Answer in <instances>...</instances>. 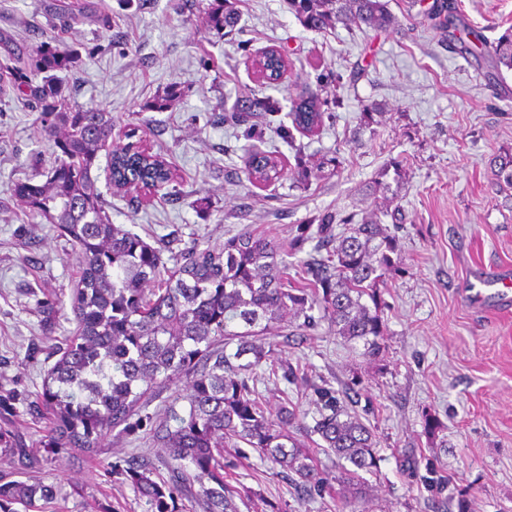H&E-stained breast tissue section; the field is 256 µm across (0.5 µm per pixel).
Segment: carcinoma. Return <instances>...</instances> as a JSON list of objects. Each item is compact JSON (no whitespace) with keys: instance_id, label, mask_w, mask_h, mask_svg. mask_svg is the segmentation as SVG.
I'll list each match as a JSON object with an SVG mask.
<instances>
[{"instance_id":"obj_1","label":"carcinoma","mask_w":512,"mask_h":512,"mask_svg":"<svg viewBox=\"0 0 512 512\" xmlns=\"http://www.w3.org/2000/svg\"><path fill=\"white\" fill-rule=\"evenodd\" d=\"M209 11L210 26L232 29L237 20L225 6ZM288 9L307 28L327 29L338 23L388 29L395 17L388 0H288ZM419 24L450 33L469 51L488 55L496 66L512 70V31L495 42L457 18L450 0H439ZM38 69L46 72L70 65L73 55L47 43L35 49ZM260 85L278 83L288 59L271 47L253 60ZM17 87L41 106L47 136L58 149L55 167L43 183L22 182L12 189L34 217L57 226L72 241L82 272L71 302L76 335L45 379L40 399L50 427L46 446L87 452L111 429L126 423L140 401L184 375L190 379L189 408L172 416L160 434L167 457L181 479L202 482V512H239L241 492L227 479L223 448L245 444L293 475L294 485L308 496H322L329 478L318 471L317 458L294 436H319L325 454L336 457V483L343 507L357 512L363 474L377 468L375 429L346 405L347 395L326 381L288 369V381L301 380L311 390L317 411L313 425L300 422L284 404L267 410L246 374L264 365L275 369L276 349L263 332L289 312L303 317L299 327L313 331L326 320L348 342L360 343L367 356L385 346L387 327L377 286L394 267L395 237L381 224L364 220L346 225L336 247L324 259L304 262L306 287H288L285 260L278 246L254 233L231 237L222 249H195L184 256L177 275L164 277L161 250L112 224L92 176L101 150L112 148V116L95 108L74 110L63 89L50 78L36 83L20 66L13 68ZM325 103L308 92L294 101L295 128L313 132L325 114ZM270 95L236 101L237 119L251 112H278ZM145 153L141 141L129 142L110 155L114 182L138 190L149 183H173L163 167ZM500 188L512 189V155L495 163ZM285 161L254 152L246 175L253 186L281 177ZM318 310L316 317L311 311ZM236 344L228 353L215 347ZM138 489L148 512H176L178 486H164L146 468L123 470ZM53 496L46 485L0 486V503L28 506Z\"/></svg>"}]
</instances>
